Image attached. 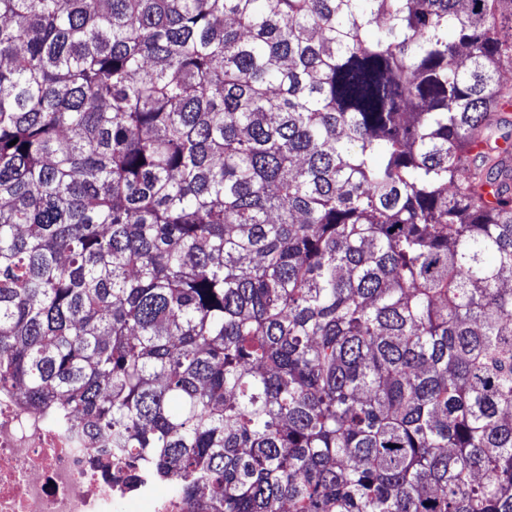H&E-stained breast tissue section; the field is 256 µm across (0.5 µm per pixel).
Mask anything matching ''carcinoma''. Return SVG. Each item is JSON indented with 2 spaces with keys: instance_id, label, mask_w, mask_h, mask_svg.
<instances>
[{
  "instance_id": "carcinoma-1",
  "label": "carcinoma",
  "mask_w": 512,
  "mask_h": 512,
  "mask_svg": "<svg viewBox=\"0 0 512 512\" xmlns=\"http://www.w3.org/2000/svg\"><path fill=\"white\" fill-rule=\"evenodd\" d=\"M504 70L512 0H0V392L206 512H512Z\"/></svg>"
}]
</instances>
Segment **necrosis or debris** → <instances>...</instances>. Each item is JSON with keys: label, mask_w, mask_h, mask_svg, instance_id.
Returning a JSON list of instances; mask_svg holds the SVG:
<instances>
[{"label": "necrosis or debris", "mask_w": 512, "mask_h": 512, "mask_svg": "<svg viewBox=\"0 0 512 512\" xmlns=\"http://www.w3.org/2000/svg\"><path fill=\"white\" fill-rule=\"evenodd\" d=\"M99 438L50 426L16 392L0 393V512H201L197 502L158 494L146 470L127 472Z\"/></svg>", "instance_id": "obj_1"}]
</instances>
